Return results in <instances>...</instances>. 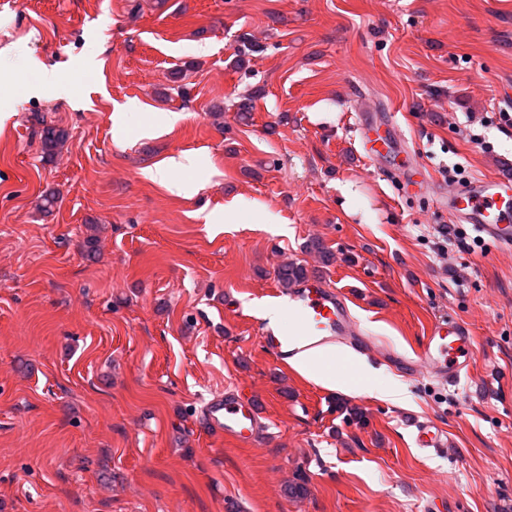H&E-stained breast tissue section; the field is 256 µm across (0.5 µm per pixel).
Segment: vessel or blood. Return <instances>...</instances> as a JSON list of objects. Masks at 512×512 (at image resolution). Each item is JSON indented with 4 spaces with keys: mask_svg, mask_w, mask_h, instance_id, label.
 Masks as SVG:
<instances>
[{
    "mask_svg": "<svg viewBox=\"0 0 512 512\" xmlns=\"http://www.w3.org/2000/svg\"><path fill=\"white\" fill-rule=\"evenodd\" d=\"M365 155L376 159L380 145H392L391 128L382 121L362 118L357 126ZM443 204L460 222L474 226L496 247L512 248V180L493 177L457 185ZM292 327L282 334L267 329L259 343L278 356L327 342L348 346L361 355L372 352V344L353 319L346 296L325 282L311 279L287 292ZM474 338L469 326L458 319L433 324L422 351L416 356L391 354L392 362L409 375L428 372L453 384L469 374L474 360ZM206 423L215 432L244 444L258 443L268 431L261 412L251 397L235 388L213 394L202 408ZM417 447L438 451L446 447L443 430L429 421L416 423Z\"/></svg>",
    "mask_w": 512,
    "mask_h": 512,
    "instance_id": "obj_1",
    "label": "vessel or blood"
}]
</instances>
